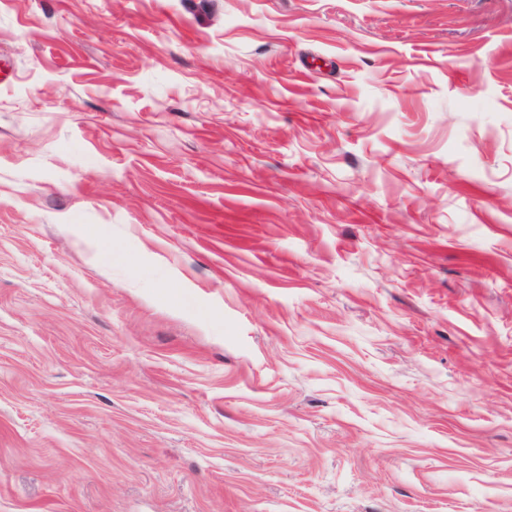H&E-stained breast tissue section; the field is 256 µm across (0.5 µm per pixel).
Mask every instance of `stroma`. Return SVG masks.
Listing matches in <instances>:
<instances>
[{"mask_svg": "<svg viewBox=\"0 0 512 512\" xmlns=\"http://www.w3.org/2000/svg\"><path fill=\"white\" fill-rule=\"evenodd\" d=\"M1 75L0 512H512V0H0Z\"/></svg>", "mask_w": 512, "mask_h": 512, "instance_id": "35a3bbf8", "label": "stroma"}]
</instances>
